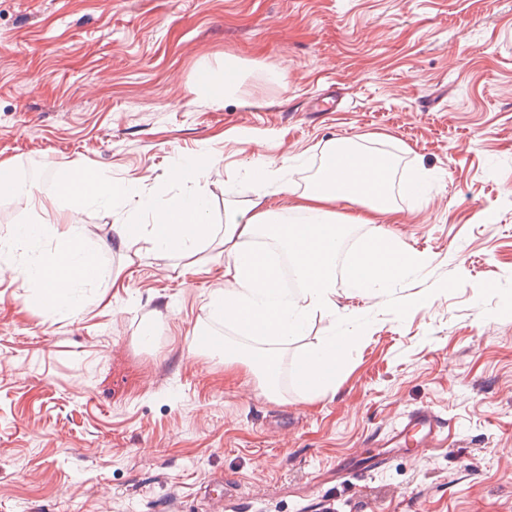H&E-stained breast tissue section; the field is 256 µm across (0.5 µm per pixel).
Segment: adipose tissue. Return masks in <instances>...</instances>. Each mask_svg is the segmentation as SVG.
<instances>
[{"instance_id":"obj_1","label":"adipose tissue","mask_w":512,"mask_h":512,"mask_svg":"<svg viewBox=\"0 0 512 512\" xmlns=\"http://www.w3.org/2000/svg\"><path fill=\"white\" fill-rule=\"evenodd\" d=\"M241 84L240 66L233 61L225 62L220 71H200L196 82L197 88L216 102L236 92ZM399 157L400 149L392 143L368 147L336 141L325 148L318 174L298 193L273 165L260 169L257 177L273 185L272 195L295 194L293 210L303 220L285 221L265 194L225 212L224 276L229 287L218 293L212 304L222 310L225 323L239 336L259 343L244 358L225 348V366L244 365L249 373L262 376L269 393H276L280 358L275 343L298 336L314 314L335 316L336 252L349 226L373 224L393 212L391 185ZM83 178L89 179V187L66 195L73 208L107 203L123 192L122 187L106 184L99 176H87L85 168L65 172L66 181ZM339 203L352 205V213L336 214ZM151 220L147 234L141 224L121 225L117 233L120 246L129 250L145 241L152 249L184 258L213 233L207 206L198 197H171L162 208L152 211ZM40 231L57 238L60 245L49 258L22 269L20 275L24 281L37 283L43 301L48 302L65 296L76 283L89 281L96 265L93 254L84 247L80 225L61 218L41 225ZM265 237L273 239L287 256L300 284L297 294L283 293L277 264L258 245ZM420 264L417 256L382 232L352 254L349 276L354 287L369 290ZM342 358L332 336L305 351L296 370L304 392L317 394L335 384Z\"/></svg>"}]
</instances>
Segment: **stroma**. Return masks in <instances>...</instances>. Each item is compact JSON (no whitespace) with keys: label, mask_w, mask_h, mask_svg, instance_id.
<instances>
[{"label":"stroma","mask_w":512,"mask_h":512,"mask_svg":"<svg viewBox=\"0 0 512 512\" xmlns=\"http://www.w3.org/2000/svg\"><path fill=\"white\" fill-rule=\"evenodd\" d=\"M228 58L243 84L211 102L196 75ZM386 136L397 212L346 236L336 315L278 345L279 395L194 346L237 341L210 307L220 240L187 270L118 246L144 204L201 195L220 225L263 164L301 190L330 140ZM0 161L42 198L74 166L131 189L72 211L99 271L65 306L17 276L53 237L0 253V512H512V0H0ZM379 227L428 262L354 290ZM332 334L336 384L306 395L295 368ZM418 407L445 446L337 478Z\"/></svg>","instance_id":"35a3bbf8"}]
</instances>
